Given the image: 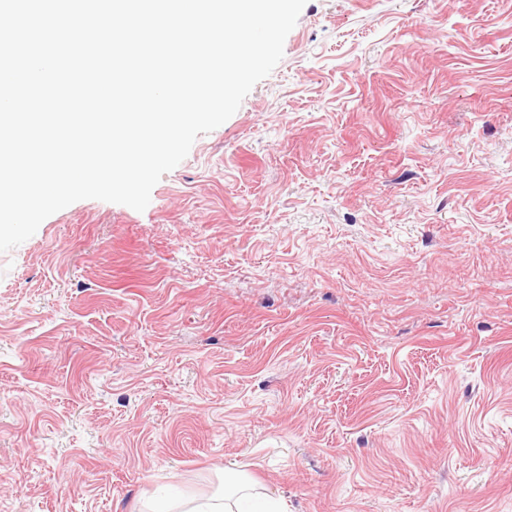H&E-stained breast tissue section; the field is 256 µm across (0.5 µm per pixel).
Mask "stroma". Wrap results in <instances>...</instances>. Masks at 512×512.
I'll return each instance as SVG.
<instances>
[{"label":"stroma","mask_w":512,"mask_h":512,"mask_svg":"<svg viewBox=\"0 0 512 512\" xmlns=\"http://www.w3.org/2000/svg\"><path fill=\"white\" fill-rule=\"evenodd\" d=\"M512 512V0H307L144 211L0 253V512ZM242 484L231 493L222 491L209 499L166 498L156 502L152 512H286L284 502L265 492H253Z\"/></svg>","instance_id":"35a3bbf8"}]
</instances>
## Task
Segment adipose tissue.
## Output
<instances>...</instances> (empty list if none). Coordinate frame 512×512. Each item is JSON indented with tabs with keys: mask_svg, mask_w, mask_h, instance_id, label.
I'll use <instances>...</instances> for the list:
<instances>
[{
	"mask_svg": "<svg viewBox=\"0 0 512 512\" xmlns=\"http://www.w3.org/2000/svg\"><path fill=\"white\" fill-rule=\"evenodd\" d=\"M153 512H287V507L274 496L253 492L251 486L242 484L209 499L163 498L156 502Z\"/></svg>",
	"mask_w": 512,
	"mask_h": 512,
	"instance_id": "adipose-tissue-1",
	"label": "adipose tissue"
}]
</instances>
